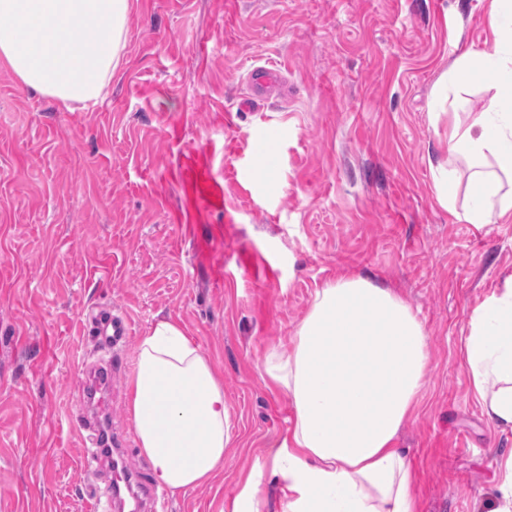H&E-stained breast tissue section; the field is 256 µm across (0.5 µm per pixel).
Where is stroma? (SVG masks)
Returning <instances> with one entry per match:
<instances>
[{
    "mask_svg": "<svg viewBox=\"0 0 512 512\" xmlns=\"http://www.w3.org/2000/svg\"><path fill=\"white\" fill-rule=\"evenodd\" d=\"M491 0H133L107 101L58 111L0 66V512H86L69 420L105 359L83 322L125 314L112 432L152 480L130 423L137 348L180 322L224 375L235 440L209 485L145 512H226L291 417L257 366L287 350L347 268L396 289L428 335L430 381L399 433L418 512H493L512 433L482 416L460 362L471 309L512 274V223L478 229L438 194L448 69L493 52ZM281 78L254 95L250 72Z\"/></svg>",
    "mask_w": 512,
    "mask_h": 512,
    "instance_id": "obj_1",
    "label": "stroma"
}]
</instances>
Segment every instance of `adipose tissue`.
<instances>
[{"mask_svg": "<svg viewBox=\"0 0 512 512\" xmlns=\"http://www.w3.org/2000/svg\"><path fill=\"white\" fill-rule=\"evenodd\" d=\"M131 0H0V65L60 111L94 109L124 59ZM494 53L470 52L448 71L449 90L493 72L486 111L448 115L450 152L474 166L465 187L442 192L449 211L481 228L512 222V0H493ZM461 364L487 422L512 433V274L472 310ZM428 336L393 289L349 272L316 291L287 351L259 368L287 393L290 424L267 445L231 512H264L265 484L280 512H416L414 471L400 429L430 378ZM129 415L157 485L171 494L224 468L234 430L218 368L173 320L139 346Z\"/></svg>", "mask_w": 512, "mask_h": 512, "instance_id": "obj_1", "label": "adipose tissue"}]
</instances>
